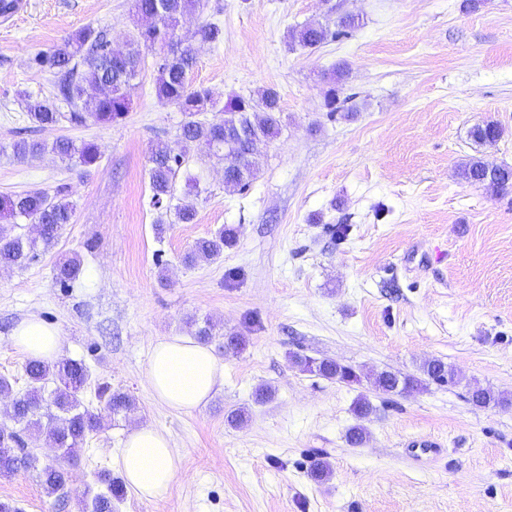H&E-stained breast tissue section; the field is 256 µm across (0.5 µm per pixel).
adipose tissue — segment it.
<instances>
[{
	"instance_id": "1",
	"label": "adipose tissue",
	"mask_w": 512,
	"mask_h": 512,
	"mask_svg": "<svg viewBox=\"0 0 512 512\" xmlns=\"http://www.w3.org/2000/svg\"><path fill=\"white\" fill-rule=\"evenodd\" d=\"M10 341L27 358L45 362L57 360L63 347L60 329L35 317L21 321ZM146 383L158 404L189 413L206 405L223 385L224 363L209 345L163 336L153 344ZM119 467L126 485L140 498L157 501L170 491L177 456L164 434L141 426L124 440Z\"/></svg>"
}]
</instances>
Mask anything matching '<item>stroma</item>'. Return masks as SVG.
<instances>
[{
  "label": "stroma",
  "mask_w": 512,
  "mask_h": 512,
  "mask_svg": "<svg viewBox=\"0 0 512 512\" xmlns=\"http://www.w3.org/2000/svg\"><path fill=\"white\" fill-rule=\"evenodd\" d=\"M352 14L349 37L293 48L304 24L335 27ZM224 29L201 43L191 73L220 102L275 88L283 131L259 145V172L242 192L224 188L221 166L190 158L203 192L190 224L154 226L148 169L157 142L176 146L184 115L159 101L156 63L142 53L128 114L109 125L61 119L37 130L97 145L90 167L48 152L19 160L0 151V194L63 193L76 206L48 251L0 269V376L26 388V357L10 334L35 316L60 328L62 355L90 371L82 401L95 410L97 384L133 395L134 413L108 420L71 466L66 512L98 473H118L126 435L151 425L178 454L168 497L126 491L116 512H512V407H478V384L512 394V190L495 194L458 179L469 155L512 166V0H204L187 20ZM106 31L126 48L131 0H28L0 25V144L32 126L21 93L52 94L32 60L73 31ZM347 64L339 117L326 107L321 72ZM503 130L492 145L471 136L484 122ZM348 225L345 237L331 226ZM225 225L235 244L188 268L181 257ZM78 256L64 287L55 264ZM210 321L224 385L191 413L160 406L145 382L154 341L187 335V318ZM244 341L236 353L224 339ZM351 366L353 383L300 371L290 353ZM438 359L453 384L427 382L403 394L373 386L375 374H418ZM271 398L256 402L258 387ZM368 399L373 413L353 407ZM247 413L229 427L227 413ZM364 444L351 445V428ZM329 463L311 479L315 458ZM0 500L21 512H57L35 472L0 479Z\"/></svg>",
  "instance_id": "stroma-1"
}]
</instances>
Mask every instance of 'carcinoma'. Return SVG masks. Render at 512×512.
<instances>
[{
	"instance_id": "obj_1",
	"label": "carcinoma",
	"mask_w": 512,
	"mask_h": 512,
	"mask_svg": "<svg viewBox=\"0 0 512 512\" xmlns=\"http://www.w3.org/2000/svg\"><path fill=\"white\" fill-rule=\"evenodd\" d=\"M202 0H132V13L137 18L135 33L128 51L114 56L109 52L107 34L91 26L83 27L48 52L33 58L36 69L48 73L54 80L51 98L34 99L24 94L27 112L39 127L54 126L62 117L59 104L71 108L70 121L82 124L92 120L110 124L123 118L130 110L133 81L141 71V48L167 47L170 52L156 64L155 91L157 97L177 106L185 114L178 139L180 151L166 143H158L152 150L149 163L150 204L159 211L174 216L181 224H190L196 217L195 205L175 196L178 176L187 154L195 151L200 160L224 165V187L245 190L259 171L257 154L251 150L254 142H268L282 131L279 94L272 87H264L253 94L235 96L220 105L209 90L193 85L190 74L195 64V51L189 40L178 33L180 22L195 15ZM355 27L348 17L337 23L332 32L319 24H308L290 32L291 42L304 49H315L328 37L334 38ZM200 40L218 43L223 29L215 23H205L196 31ZM346 77L342 65L322 73L323 80L333 85L327 93L330 114H336L334 85ZM212 112L214 118L205 114ZM501 136V129L487 121L472 130V137L481 145H492ZM9 148L20 160L36 158L46 151L75 165L90 167L99 159L96 146L80 143L68 137H59L52 145L38 139H19ZM458 175L469 183H480L495 193L512 188V167L488 166L483 158L471 156L459 165ZM74 205L59 195L31 190L24 193L0 195V219L16 223L29 220L40 225L38 236L24 238L14 235L0 225V268L20 267L48 250L66 225L73 223ZM235 242V231L223 227L208 237L195 242L183 257L193 266L200 261H215L224 254V248ZM81 262L76 257L63 260L56 268V281L64 284L79 277ZM291 363L302 372L312 373L328 380L351 383L358 380L355 370L333 359H315L298 353L290 355ZM423 375L435 382L452 383L455 372L440 360H430L422 366ZM28 387L13 399V423L22 426L18 431L11 426L0 427V477H10L19 469H33L47 495L63 491L68 471L60 463H40L26 448L21 432L44 437L57 448L61 460L71 462L79 457L87 440L105 425L106 418L135 409L133 396L108 383H99L96 397L98 411L85 408L79 393L86 386L90 374L87 366L77 360L61 359L52 363L30 360L25 365ZM54 389H48L49 384ZM373 385L386 394L408 392L423 385L415 376H401L383 371L375 375ZM470 400L481 407L512 405V397L476 386ZM107 491L97 493L88 504L89 512H112V501L124 495L123 484L109 474L99 476Z\"/></svg>"
}]
</instances>
